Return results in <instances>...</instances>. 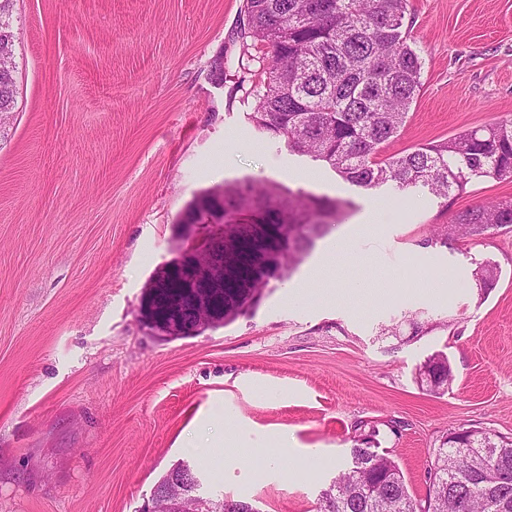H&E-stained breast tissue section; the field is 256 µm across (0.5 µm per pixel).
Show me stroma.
Returning a JSON list of instances; mask_svg holds the SVG:
<instances>
[{"instance_id": "1", "label": "stroma", "mask_w": 512, "mask_h": 512, "mask_svg": "<svg viewBox=\"0 0 512 512\" xmlns=\"http://www.w3.org/2000/svg\"><path fill=\"white\" fill-rule=\"evenodd\" d=\"M422 88L393 153L512 117V0H409ZM244 0H16L18 103L0 133V512H137L176 461L260 512H316L361 429L415 499L449 429L512 437V226L423 247L452 212L512 200V178L440 203L367 190L249 122L269 58ZM247 177L352 203L285 282L233 322L164 339L139 316L178 258L194 193ZM353 258L331 259L341 239ZM374 257L371 265L355 262ZM500 278L479 294L476 265ZM445 282L428 294L418 278ZM400 325L397 336L381 335ZM444 354L434 392L419 369ZM285 430L251 469L183 448L198 426ZM433 377V381L430 383L426 379L425 381L434 390H444L448 388L453 380V374L450 365L448 364L447 357L443 355H436L435 357L429 358L425 361L424 365L420 369V376L424 381L425 375Z\"/></svg>"}]
</instances>
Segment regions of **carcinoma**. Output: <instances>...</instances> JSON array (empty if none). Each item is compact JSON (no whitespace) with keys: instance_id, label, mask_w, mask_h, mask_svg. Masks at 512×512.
Masks as SVG:
<instances>
[{"instance_id":"obj_1","label":"carcinoma","mask_w":512,"mask_h":512,"mask_svg":"<svg viewBox=\"0 0 512 512\" xmlns=\"http://www.w3.org/2000/svg\"><path fill=\"white\" fill-rule=\"evenodd\" d=\"M408 0H246L242 42L269 50L264 90L249 120L292 152L322 162L343 180L365 188L390 185L406 193L425 189L435 197L460 195L474 181L512 177V119L496 120L442 141L388 157L384 145L399 136L421 87L423 61L408 44ZM18 67L14 52L0 54V114L14 111ZM224 204V232L263 238L262 252L244 255L224 287V323L257 304L271 273L264 259L278 252V279L293 271L336 224L350 204L299 189L281 194L263 178L226 182L196 193L181 217L204 221ZM249 212L254 224L242 225ZM512 226V200L456 212L425 240L448 246ZM499 270H474L480 291L494 286ZM434 390L448 388L453 374L442 355L429 358L420 376ZM348 468L318 495L317 512H512V440L478 427L451 429L427 471L425 504L412 499L395 460L359 437ZM213 512H252L243 498L211 495Z\"/></svg>"}]
</instances>
